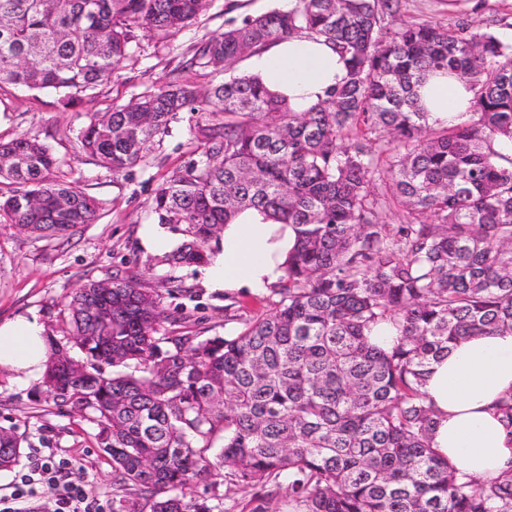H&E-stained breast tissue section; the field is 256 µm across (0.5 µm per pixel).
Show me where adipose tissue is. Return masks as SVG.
<instances>
[{"label": "adipose tissue", "mask_w": 512, "mask_h": 512, "mask_svg": "<svg viewBox=\"0 0 512 512\" xmlns=\"http://www.w3.org/2000/svg\"><path fill=\"white\" fill-rule=\"evenodd\" d=\"M249 67L296 112L308 110L347 76L334 47L299 37L254 54ZM417 94L430 124L463 122L470 116L473 93L457 76L430 73ZM294 243L292 227L244 211L225 225L214 257L202 269L203 282L217 290L277 286ZM47 358L45 328L37 318L0 323V369L26 382L41 377ZM423 390L437 411L434 446L462 473L489 480L512 461V432L496 411L500 400L512 394V332L472 337L432 361Z\"/></svg>", "instance_id": "obj_1"}]
</instances>
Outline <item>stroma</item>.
<instances>
[{"label": "stroma", "mask_w": 512, "mask_h": 512, "mask_svg": "<svg viewBox=\"0 0 512 512\" xmlns=\"http://www.w3.org/2000/svg\"><path fill=\"white\" fill-rule=\"evenodd\" d=\"M281 6V0H212L197 22L170 44L144 38L131 45L112 83L96 101L76 109H62L48 91L18 89L0 95V140L26 131L37 135L56 158L66 162L68 175L104 205L97 223L86 225L67 241L0 228V322L34 315L48 334L59 335L68 295L86 279L118 270L143 273L145 287L158 293L165 307L182 317L184 326L205 336L236 334L238 316L253 317L272 308L275 298L270 290L224 293L205 288L198 267L164 264L161 252L146 251L140 244L141 226L155 221L157 188L191 157L196 113H182L149 163L121 175L101 169L91 158H75L73 144L93 113L127 103L146 87L168 81L194 43L245 16ZM399 17L445 27L464 19L512 40V0H402ZM38 390V382L22 387L13 373L0 370V424L15 425L30 447L70 458L72 480L86 484L90 501L102 512H112V468L97 442L95 426L73 414L55 413L37 401ZM192 495L221 512H289L284 490L271 481L239 491L219 474L199 480Z\"/></svg>", "instance_id": "obj_1"}]
</instances>
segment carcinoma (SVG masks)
Instances as JSON below:
<instances>
[{"label": "carcinoma", "mask_w": 512, "mask_h": 512, "mask_svg": "<svg viewBox=\"0 0 512 512\" xmlns=\"http://www.w3.org/2000/svg\"><path fill=\"white\" fill-rule=\"evenodd\" d=\"M208 0H0V91L50 90L65 110L95 100L144 33L168 42ZM400 0H297L192 47L185 67L221 74L300 36L332 45L347 81L294 112L254 76L206 92L178 76L93 114L74 143L114 175L162 148L196 112L198 158L156 191L157 223L183 239L170 265L204 266L249 208L297 234L272 312L234 336L173 332L180 319L136 274L89 279L47 337L40 394L98 429L113 512H212L188 496L211 466L247 489L288 478L295 512H512V463L465 479L433 448L426 367L471 336L512 332V41L462 20L396 18ZM469 82L468 121L430 125L416 85ZM0 224L64 239L102 202L29 133L0 141ZM402 213L383 224L380 211ZM112 307L104 324L95 309ZM400 342H371L381 322ZM224 433L218 463L205 452ZM27 443L0 427V470Z\"/></svg>", "instance_id": "carcinoma-1"}]
</instances>
